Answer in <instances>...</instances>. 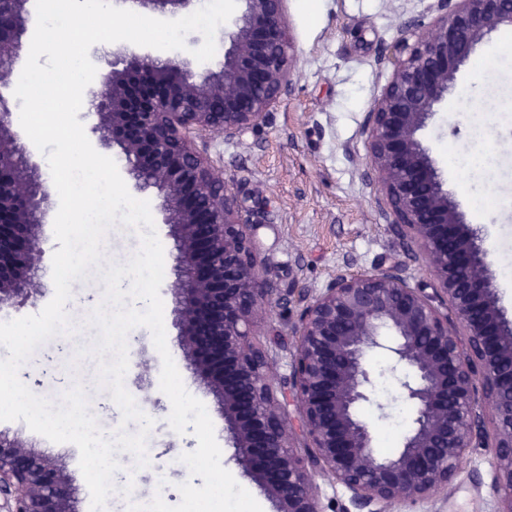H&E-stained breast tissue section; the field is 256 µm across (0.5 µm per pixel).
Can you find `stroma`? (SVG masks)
Masks as SVG:
<instances>
[{
  "label": "stroma",
  "mask_w": 512,
  "mask_h": 512,
  "mask_svg": "<svg viewBox=\"0 0 512 512\" xmlns=\"http://www.w3.org/2000/svg\"><path fill=\"white\" fill-rule=\"evenodd\" d=\"M432 4L433 0H287L294 55L291 95L274 109L267 127L231 142L220 136L198 142L251 211L263 256L281 287L292 291L288 301L274 309L272 326L260 338L276 357L278 380H287L290 374L293 328L303 308L301 293L319 292L338 270L370 272L404 257L402 240L379 206L377 186L364 176L368 144L361 130L391 76L394 44L416 40L405 22H434ZM509 37L512 29L493 34L477 47L462 71L458 91L449 95L422 138L469 223L480 225L501 304L512 316V275L503 272L512 264V58L495 51ZM173 279V274H166L159 290L168 350L185 388L206 407L225 469L262 512H273L272 503L235 464L234 450L225 440L224 417L184 357L174 323ZM104 289L95 271L73 282L71 300L80 306L79 315L71 319L73 333L42 343L21 370L35 395L55 403L77 384L93 393L97 405L92 414L110 436L122 427L137 432L139 425L123 423L110 392L98 382L97 359L77 355L79 348L92 346L96 339L98 331L87 320ZM131 334L124 385L133 397L152 396L149 464L136 468L131 454L117 453L126 477L109 496L104 512H128L130 503L157 496L159 486L164 489L163 501L175 505L181 500L179 484H203L180 461L182 454L195 450L197 440L189 432L177 434L169 425L171 402L160 389L162 358L152 333L138 326ZM367 360L377 402L364 404L359 414L374 428L376 455L388 457L399 447L414 408L401 397L388 356L373 352ZM0 432L61 455L75 480L79 512H90L91 495L76 445L52 442L21 420L0 421ZM495 477L492 455L474 453L463 461L447 492L399 505L397 512H498Z\"/></svg>",
  "instance_id": "stroma-1"
}]
</instances>
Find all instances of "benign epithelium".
<instances>
[{
	"label": "benign epithelium",
	"instance_id": "1",
	"mask_svg": "<svg viewBox=\"0 0 512 512\" xmlns=\"http://www.w3.org/2000/svg\"><path fill=\"white\" fill-rule=\"evenodd\" d=\"M172 17L192 0H134ZM217 70L194 75L144 50L112 52L107 79L81 113L93 148L118 146L133 188L162 196L161 223L176 242L175 324L194 373L215 394L236 465L275 512H325L313 476L343 486L356 512H391L448 490L463 460L485 449L512 512V318L500 305L489 250L448 192L420 137L458 74L489 35L512 28V0H435L433 24L397 59L367 114L368 171L405 259L374 272H338L294 327L288 383L256 342L285 293L262 257L256 225L192 134L233 141L265 127L293 88L286 0H238ZM31 26L28 0H0V65L19 63ZM48 197L38 154L14 127L0 93V311L45 292ZM416 265L430 288L411 284ZM393 331L384 341L382 330ZM406 370L416 408L394 455L373 450L358 408L371 401L368 353ZM0 512H76L59 456L0 434Z\"/></svg>",
	"mask_w": 512,
	"mask_h": 512
}]
</instances>
